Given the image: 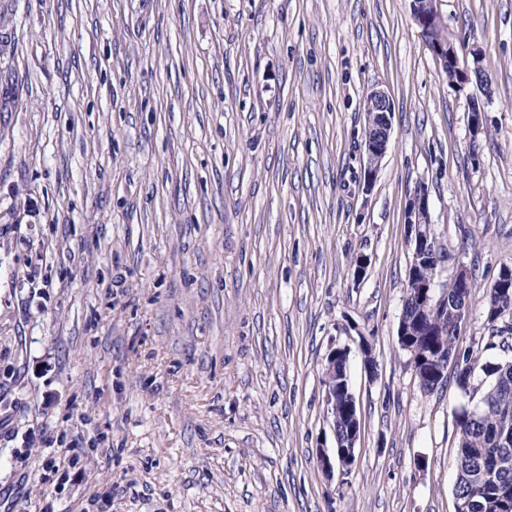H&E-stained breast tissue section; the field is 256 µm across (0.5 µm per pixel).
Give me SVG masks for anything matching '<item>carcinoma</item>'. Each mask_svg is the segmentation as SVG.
Returning <instances> with one entry per match:
<instances>
[{"label": "carcinoma", "instance_id": "obj_1", "mask_svg": "<svg viewBox=\"0 0 512 512\" xmlns=\"http://www.w3.org/2000/svg\"><path fill=\"white\" fill-rule=\"evenodd\" d=\"M455 310L454 299H448V310L436 312L432 327L415 330L409 345L426 352L440 333L448 362L461 353V362L455 364L460 389H468L477 369L492 378L480 405L456 416L455 498L470 502L473 512H512V360L482 363L478 354L459 350Z\"/></svg>", "mask_w": 512, "mask_h": 512}]
</instances>
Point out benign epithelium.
Listing matches in <instances>:
<instances>
[{
	"instance_id": "1",
	"label": "benign epithelium",
	"mask_w": 512,
	"mask_h": 512,
	"mask_svg": "<svg viewBox=\"0 0 512 512\" xmlns=\"http://www.w3.org/2000/svg\"><path fill=\"white\" fill-rule=\"evenodd\" d=\"M412 15L420 30L421 37L426 48L440 68L450 65L454 68L459 78V84H467L476 81L480 84L483 94L489 93V81L478 60L470 61L465 55L459 54L457 48L448 43L437 40L433 36V30L439 26L440 14L436 0H412ZM363 112H365V134L363 149L366 157L364 167V186L370 187L376 179L380 169V163L385 156L392 133V105L388 93L381 89L371 91L364 100ZM469 124L473 135L483 132L485 124V106L479 98L470 99ZM404 223L414 231V250L409 263L408 279L415 282V275L425 265L431 263L429 248L431 246L429 230V202L424 189H419L409 197L406 202ZM452 285L455 294L459 298L457 317L464 318L471 296L470 275L464 268L457 269L452 275ZM417 288L415 302L417 305V328H423L424 324L432 323L435 311L447 304L448 291L437 293L434 288V279L415 282ZM496 288L499 296L512 301V270L502 269L496 280ZM431 358L412 356L410 364L419 380L429 379L438 382L439 378L428 370ZM433 362L442 363L441 358ZM343 366V372H348V353L344 348L333 349L326 358L324 366L325 399L331 418H336L337 396L347 393L346 415L340 422L332 423L336 437V448L332 454L320 450L319 462L327 473H332L338 468L342 471L352 465L355 457L356 443L361 435L358 431V418L354 396L350 385L336 384V365Z\"/></svg>"
}]
</instances>
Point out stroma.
Here are the masks:
<instances>
[{
	"mask_svg": "<svg viewBox=\"0 0 512 512\" xmlns=\"http://www.w3.org/2000/svg\"><path fill=\"white\" fill-rule=\"evenodd\" d=\"M437 8L491 80L482 134L411 0H0V512H456L489 383L423 390L398 345L403 210L425 189L436 290L475 281L459 347L512 360V0ZM337 347L362 432L328 474ZM365 134L363 149L366 157L364 186L370 187L376 179L392 133V105L388 93L381 89L371 91L364 100Z\"/></svg>",
	"mask_w": 512,
	"mask_h": 512,
	"instance_id": "1",
	"label": "stroma"
}]
</instances>
